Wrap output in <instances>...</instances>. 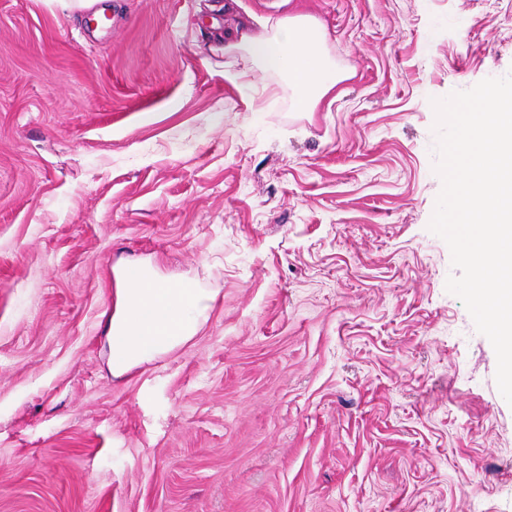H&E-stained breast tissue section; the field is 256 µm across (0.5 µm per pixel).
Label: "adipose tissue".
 I'll return each mask as SVG.
<instances>
[{
    "label": "adipose tissue",
    "instance_id": "ef3b65f1",
    "mask_svg": "<svg viewBox=\"0 0 512 512\" xmlns=\"http://www.w3.org/2000/svg\"><path fill=\"white\" fill-rule=\"evenodd\" d=\"M226 48L284 76L292 104L301 112L312 111L344 77L329 58L324 30L303 14L266 21L258 30L241 27ZM113 275L105 341L116 378L191 341L215 301L213 291L170 280L145 262H126Z\"/></svg>",
    "mask_w": 512,
    "mask_h": 512
}]
</instances>
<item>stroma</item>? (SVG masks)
<instances>
[{
  "label": "stroma",
  "mask_w": 512,
  "mask_h": 512,
  "mask_svg": "<svg viewBox=\"0 0 512 512\" xmlns=\"http://www.w3.org/2000/svg\"><path fill=\"white\" fill-rule=\"evenodd\" d=\"M299 13L345 74L310 112L215 37ZM511 72L512 0H0V512H512L428 228L432 99ZM130 257L218 295L116 379Z\"/></svg>",
  "instance_id": "stroma-1"
}]
</instances>
